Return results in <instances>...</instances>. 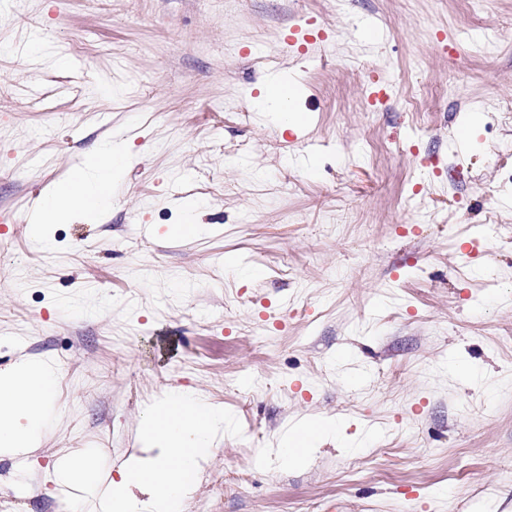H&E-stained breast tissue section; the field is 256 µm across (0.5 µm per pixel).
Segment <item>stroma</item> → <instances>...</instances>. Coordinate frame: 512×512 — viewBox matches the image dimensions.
<instances>
[{
  "mask_svg": "<svg viewBox=\"0 0 512 512\" xmlns=\"http://www.w3.org/2000/svg\"><path fill=\"white\" fill-rule=\"evenodd\" d=\"M287 70L283 132L253 101ZM110 137L100 222L29 232ZM510 167L512 0H0V371L59 373L0 512H67L59 459L117 474L180 388L243 430L184 512H512ZM181 206L185 210L186 218L184 224L175 226L174 235L183 239L195 238L202 230L203 209L201 203L188 198L182 200ZM335 423L333 422H325V423H312L305 422L300 424L299 426L292 429L289 434H287L280 442L279 448L276 449L278 456L284 460L289 461L296 460L302 461L304 460L313 444V441L320 436L322 433L327 432L328 430L334 428ZM302 429H306L304 435L294 444V436L296 433ZM289 447V448H288Z\"/></svg>",
  "mask_w": 512,
  "mask_h": 512,
  "instance_id": "stroma-1",
  "label": "stroma"
}]
</instances>
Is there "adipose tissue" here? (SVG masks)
<instances>
[{"instance_id": "adipose-tissue-1", "label": "adipose tissue", "mask_w": 512, "mask_h": 512, "mask_svg": "<svg viewBox=\"0 0 512 512\" xmlns=\"http://www.w3.org/2000/svg\"><path fill=\"white\" fill-rule=\"evenodd\" d=\"M296 82L282 73L271 79L255 101L259 111L272 113L280 129H291L301 121L292 107ZM130 154L125 144L101 146L90 170H72L68 181L42 196L38 220L49 224L72 215L84 222H97L112 199V189ZM58 386L55 371L44 363L20 359L0 373V454L17 456L32 451L48 423Z\"/></svg>"}]
</instances>
